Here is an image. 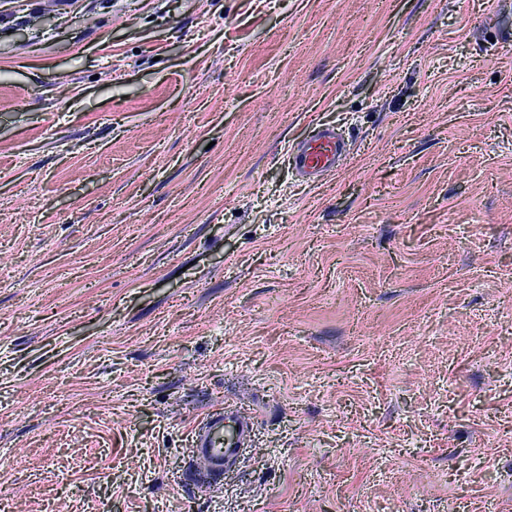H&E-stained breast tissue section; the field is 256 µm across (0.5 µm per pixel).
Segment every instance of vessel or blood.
Instances as JSON below:
<instances>
[{"label": "vessel or blood", "mask_w": 512, "mask_h": 512, "mask_svg": "<svg viewBox=\"0 0 512 512\" xmlns=\"http://www.w3.org/2000/svg\"><path fill=\"white\" fill-rule=\"evenodd\" d=\"M346 143L334 126L319 124L310 135L288 148V165L308 185L334 177L345 169ZM254 419L240 409L225 407L206 414L191 437L198 458L208 464L212 479L236 463L247 448Z\"/></svg>", "instance_id": "obj_1"}]
</instances>
